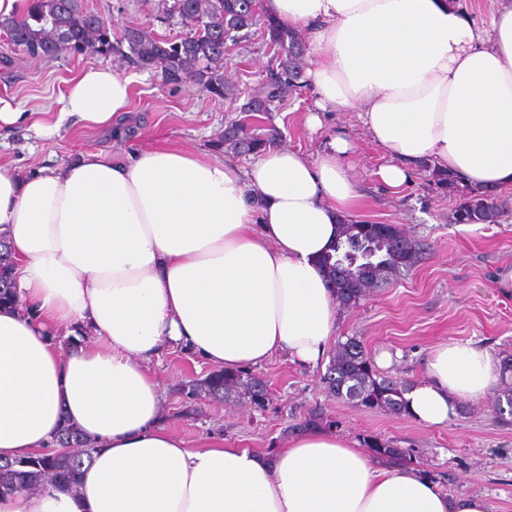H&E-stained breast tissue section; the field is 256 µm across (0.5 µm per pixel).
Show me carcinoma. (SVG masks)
<instances>
[{"instance_id": "carcinoma-1", "label": "carcinoma", "mask_w": 512, "mask_h": 512, "mask_svg": "<svg viewBox=\"0 0 512 512\" xmlns=\"http://www.w3.org/2000/svg\"><path fill=\"white\" fill-rule=\"evenodd\" d=\"M167 15L187 29L183 35L167 39L151 38L128 28L121 37H112V28L97 12L80 0H28L25 13L0 23L10 31V44L22 48L31 57L50 60L58 56L57 40L68 34L78 49L92 44L102 55L117 54L140 68L161 70L170 84L192 83L213 100L222 101L224 56L227 41L238 42L250 36L251 29L263 25V38L273 50L276 70L258 87L249 89L241 112L224 131V142L233 149L258 154L276 144L279 131L265 128L270 105L302 87L304 46L291 28L262 13L260 0H172ZM435 185L451 194L459 189L458 175L434 171ZM498 209L489 191L473 188L463 194L453 213L458 224H491ZM367 225L350 221L339 224L336 243L319 259L329 280L336 285L339 305L350 307L375 288H380L414 267L424 252L423 244L406 236L395 224L388 225L378 244L379 264L365 270H350L337 262L336 249L362 250L368 245ZM16 301L12 288V265L8 251H0V304ZM504 384L495 407L504 423L512 417V357L503 361ZM324 381L338 399H346L367 411L384 410L406 414L405 392L409 383L381 376L359 340L349 337L339 343L331 358ZM214 398L235 395L256 409L265 395L261 381L242 372L224 369L210 372L203 379L185 382L186 413L194 412L192 400L200 393ZM56 442L58 448L6 460L0 463V490L5 492L37 490L52 485L74 492L80 485L82 466L91 460L92 447L78 428L63 422ZM371 454L381 460L405 465L413 462L414 449L398 448L389 441L372 436L363 439Z\"/></svg>"}]
</instances>
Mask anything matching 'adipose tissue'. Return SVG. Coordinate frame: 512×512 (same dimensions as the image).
I'll list each match as a JSON object with an SVG mask.
<instances>
[{"mask_svg": "<svg viewBox=\"0 0 512 512\" xmlns=\"http://www.w3.org/2000/svg\"><path fill=\"white\" fill-rule=\"evenodd\" d=\"M488 22L458 0H264L304 30L310 127L356 113L403 187L422 165L468 187L512 192V0ZM130 80H73L58 122L108 127ZM329 136L315 157L267 148L249 165L155 149L125 161L89 151L26 176L0 165V239L18 302L0 307V458L40 453L62 420L95 443L78 494L0 496V512H491L413 468L310 428L273 453L213 435L188 449L160 421L151 369L166 351L244 371L283 354L316 365L336 334V290L318 258L360 196ZM88 336L65 348L59 337ZM501 359L468 342L435 347L406 395L441 426L498 383Z\"/></svg>", "mask_w": 512, "mask_h": 512, "instance_id": "adipose-tissue-1", "label": "adipose tissue"}]
</instances>
